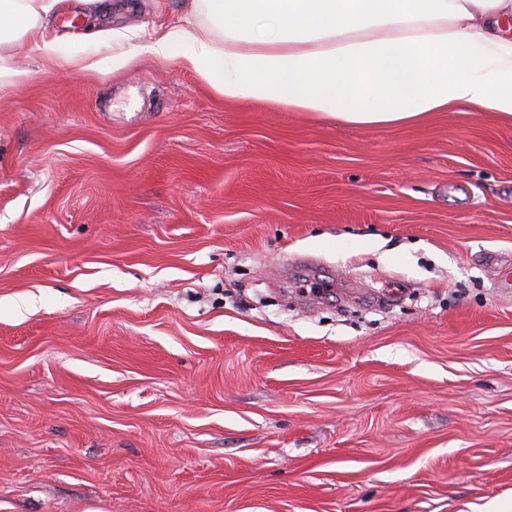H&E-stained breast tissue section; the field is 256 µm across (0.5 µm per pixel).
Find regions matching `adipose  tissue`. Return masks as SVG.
<instances>
[{
  "mask_svg": "<svg viewBox=\"0 0 512 512\" xmlns=\"http://www.w3.org/2000/svg\"><path fill=\"white\" fill-rule=\"evenodd\" d=\"M63 0H0V38ZM223 47L176 25L146 47L225 99L370 128L468 108L512 121V0H195Z\"/></svg>",
  "mask_w": 512,
  "mask_h": 512,
  "instance_id": "1",
  "label": "adipose tissue"
}]
</instances>
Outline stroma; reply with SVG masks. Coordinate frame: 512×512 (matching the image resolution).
I'll return each instance as SVG.
<instances>
[{
	"mask_svg": "<svg viewBox=\"0 0 512 512\" xmlns=\"http://www.w3.org/2000/svg\"><path fill=\"white\" fill-rule=\"evenodd\" d=\"M88 12L0 42V512H512V123L228 101L112 66L223 44L193 0Z\"/></svg>",
	"mask_w": 512,
	"mask_h": 512,
	"instance_id": "1",
	"label": "stroma"
}]
</instances>
